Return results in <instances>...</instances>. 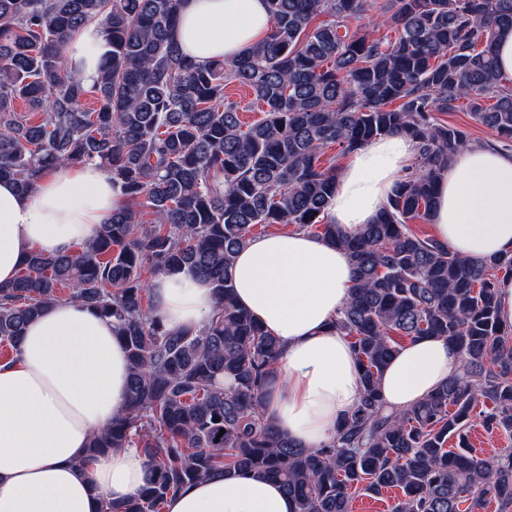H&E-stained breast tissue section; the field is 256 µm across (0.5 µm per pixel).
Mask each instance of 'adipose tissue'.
<instances>
[{
	"mask_svg": "<svg viewBox=\"0 0 512 512\" xmlns=\"http://www.w3.org/2000/svg\"><path fill=\"white\" fill-rule=\"evenodd\" d=\"M270 29L266 0H183L174 39L204 66L250 52ZM107 49L97 25L66 45L89 82ZM414 154L402 134L353 152L338 174L326 221L348 235L372 223ZM125 204L120 181L94 164L55 167L31 195L0 180V285L15 279L32 250L71 251ZM431 222L436 238L465 259L512 256V155L479 146L460 151L439 181ZM230 275L238 303L280 344L266 416L302 446L326 443L361 393L349 340L332 326L353 286L347 254L285 231L248 240ZM150 289L155 313L170 329L199 327L214 306L210 284L187 271L159 274ZM461 368L446 339L406 342L381 377L382 397L388 408L405 409ZM128 379L125 345L96 310L62 301L27 324L18 356L0 362V512H99L101 499L120 501L141 489L142 448L86 455L91 434L121 413ZM165 512H296V505L277 483L227 475L185 488L168 499Z\"/></svg>",
	"mask_w": 512,
	"mask_h": 512,
	"instance_id": "adipose-tissue-1",
	"label": "adipose tissue"
}]
</instances>
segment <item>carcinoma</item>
I'll return each instance as SVG.
<instances>
[{"label":"carcinoma","instance_id":"cac0c4a2","mask_svg":"<svg viewBox=\"0 0 512 512\" xmlns=\"http://www.w3.org/2000/svg\"><path fill=\"white\" fill-rule=\"evenodd\" d=\"M181 3L0 0V178L31 193L53 166L95 163L126 197L89 241L30 252L0 286V345L14 357L25 324L66 287L126 346L125 409L87 455L135 444L147 479L100 512H165L170 496L231 473L279 482L297 512H353L357 494L392 489L389 512H512V448L485 458L469 445L477 421L512 434V327L497 311L512 257L474 263L410 228L429 220L438 176L470 145L439 115L464 103L497 143L512 142V88L496 66L512 0H267V39L207 67L173 38ZM366 18L395 37L351 28ZM90 24L109 51L89 87L64 47ZM230 80L251 90L262 118L242 123L224 94ZM388 134L413 141L414 162L376 221L347 235L325 221L336 156ZM258 224L310 232L344 249L354 270L333 325L351 340L362 392L320 448L263 414L280 346L237 304L229 276ZM147 266L210 282L215 305L201 326L169 330L153 315ZM421 336L454 344L462 371L389 412L380 377L401 341Z\"/></svg>","mask_w":512,"mask_h":512}]
</instances>
